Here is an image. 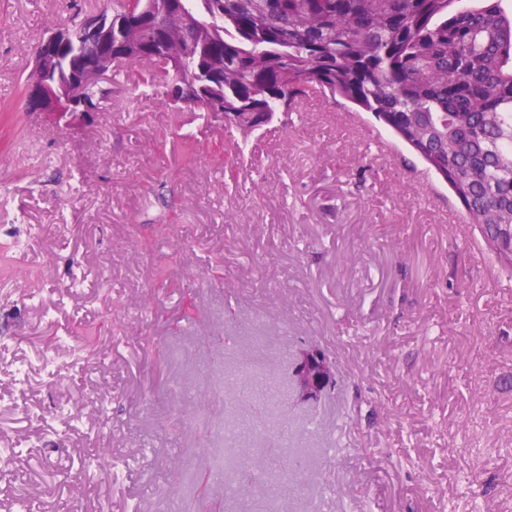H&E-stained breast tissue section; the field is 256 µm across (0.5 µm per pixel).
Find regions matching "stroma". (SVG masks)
Masks as SVG:
<instances>
[{"instance_id":"35a3bbf8","label":"stroma","mask_w":512,"mask_h":512,"mask_svg":"<svg viewBox=\"0 0 512 512\" xmlns=\"http://www.w3.org/2000/svg\"><path fill=\"white\" fill-rule=\"evenodd\" d=\"M111 5L0 0V512H512V276L450 188L320 94L245 137L124 64L103 111L28 110L45 31ZM292 386L301 400L316 404L336 386V363L315 346H303L293 361Z\"/></svg>"}]
</instances>
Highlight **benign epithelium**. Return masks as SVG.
Returning a JSON list of instances; mask_svg holds the SVG:
<instances>
[{
  "label": "benign epithelium",
  "mask_w": 512,
  "mask_h": 512,
  "mask_svg": "<svg viewBox=\"0 0 512 512\" xmlns=\"http://www.w3.org/2000/svg\"><path fill=\"white\" fill-rule=\"evenodd\" d=\"M122 29V20L112 21L101 12L76 21L71 33L54 32L40 43L32 69L26 76L27 99L41 112H91L93 107L81 95V84L101 82L111 72L112 60L99 59L84 71L81 80L57 78L58 58L63 38L72 36L89 45H101L112 39V27ZM292 386L301 400L316 404L336 386V363L315 346H304L296 354Z\"/></svg>",
  "instance_id": "benign-epithelium-1"
}]
</instances>
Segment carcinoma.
I'll list each match as a JSON object with an SVG mask.
<instances>
[{"mask_svg": "<svg viewBox=\"0 0 512 512\" xmlns=\"http://www.w3.org/2000/svg\"><path fill=\"white\" fill-rule=\"evenodd\" d=\"M175 14L125 16L126 49L168 86L178 62L184 102L224 112L244 134L310 92L339 97L391 129L448 186L502 270L512 275V11L505 0H177ZM96 50L73 40L68 77Z\"/></svg>", "mask_w": 512, "mask_h": 512, "instance_id": "obj_1", "label": "carcinoma"}]
</instances>
